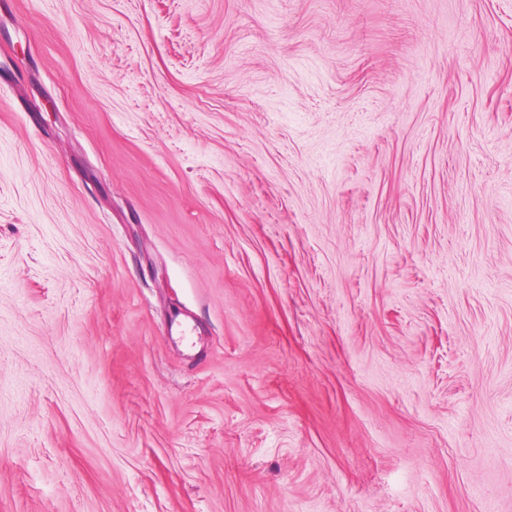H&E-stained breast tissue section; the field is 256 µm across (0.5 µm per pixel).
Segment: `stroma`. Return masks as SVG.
Masks as SVG:
<instances>
[{
    "instance_id": "stroma-1",
    "label": "stroma",
    "mask_w": 512,
    "mask_h": 512,
    "mask_svg": "<svg viewBox=\"0 0 512 512\" xmlns=\"http://www.w3.org/2000/svg\"><path fill=\"white\" fill-rule=\"evenodd\" d=\"M0 512H512V0H0Z\"/></svg>"
}]
</instances>
